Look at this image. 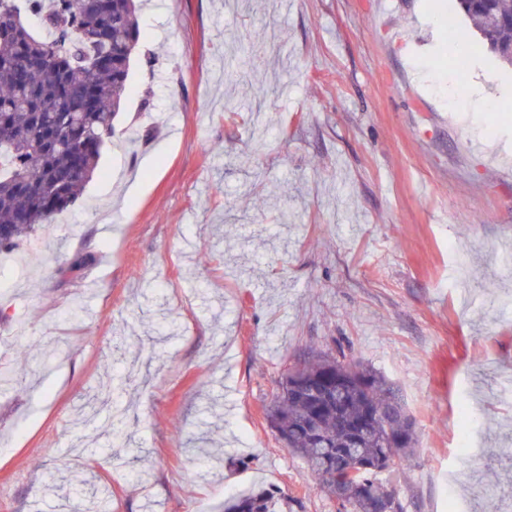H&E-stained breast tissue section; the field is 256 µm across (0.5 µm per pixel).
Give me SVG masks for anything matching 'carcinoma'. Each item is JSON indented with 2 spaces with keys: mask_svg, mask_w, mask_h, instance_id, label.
I'll return each instance as SVG.
<instances>
[{
  "mask_svg": "<svg viewBox=\"0 0 512 512\" xmlns=\"http://www.w3.org/2000/svg\"><path fill=\"white\" fill-rule=\"evenodd\" d=\"M484 48L512 66V0H459ZM136 0H0V253L12 252L74 205L94 174L128 87L140 28ZM342 398L317 395L323 380ZM289 450L342 506L375 512L377 476L413 454L415 422L380 373L331 354L288 370L267 413ZM224 512H280L259 488L224 501Z\"/></svg>",
  "mask_w": 512,
  "mask_h": 512,
  "instance_id": "cac0c4a2",
  "label": "carcinoma"
}]
</instances>
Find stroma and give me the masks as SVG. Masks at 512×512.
<instances>
[{
    "label": "stroma",
    "mask_w": 512,
    "mask_h": 512,
    "mask_svg": "<svg viewBox=\"0 0 512 512\" xmlns=\"http://www.w3.org/2000/svg\"><path fill=\"white\" fill-rule=\"evenodd\" d=\"M458 12L147 0L82 197L0 254V512H344L266 415L312 348L398 389L404 512L512 503V68ZM280 499L278 492L259 488L225 500L224 512H280Z\"/></svg>",
    "instance_id": "35a3bbf8"
}]
</instances>
